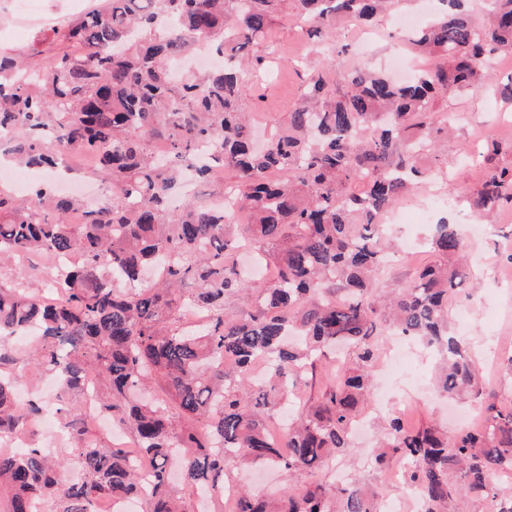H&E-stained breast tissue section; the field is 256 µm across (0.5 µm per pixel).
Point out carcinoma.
Wrapping results in <instances>:
<instances>
[{
  "mask_svg": "<svg viewBox=\"0 0 512 512\" xmlns=\"http://www.w3.org/2000/svg\"><path fill=\"white\" fill-rule=\"evenodd\" d=\"M444 9L413 44L433 64L404 84L352 69L342 53L324 56L305 101L261 149L245 112L248 84L237 58L272 18L293 4L310 40L343 21L368 23L392 0H101L71 22L46 77L0 52L4 156L52 168L68 152L98 157L111 184L108 202L71 224L80 200L49 182L23 207L0 189V261L53 256L71 263L58 295L32 291L13 273L0 286V512H93L105 499H142L147 512H191L172 482L183 479L222 499L227 470L271 465L292 479L322 470L351 448L355 423L371 404L383 338L409 336L439 356L437 389L479 400L485 426L448 434L407 428L398 417L380 432L374 465L407 463L424 512H463L470 499L512 512V405L486 389L471 345L448 333V299L472 273L461 225L443 217L422 242L437 260L394 293L380 288L396 250L381 223L418 182L439 171L429 159L448 150L454 116L440 98L491 79L489 57L512 54V0H486L483 22L468 0ZM224 56L220 69L181 78L168 62L194 43ZM484 158L480 188L456 200L485 218L512 207V168ZM232 175L247 237L231 214L194 201L172 207L170 191L187 169ZM127 289L119 291L114 283ZM195 285L189 294L181 287ZM347 292L338 302L335 288ZM247 309L225 311L230 298ZM37 339L5 350L18 333ZM32 364L63 387L59 411L74 414L70 461L49 457L31 438L39 406L18 404L15 386ZM332 370L306 411L280 434L289 381ZM94 369L110 393L102 412L123 425L138 455L153 462L150 482L119 444L101 446L68 397L82 395ZM386 488L309 483L298 492H239L233 512H373Z\"/></svg>",
  "mask_w": 512,
  "mask_h": 512,
  "instance_id": "carcinoma-1",
  "label": "carcinoma"
}]
</instances>
